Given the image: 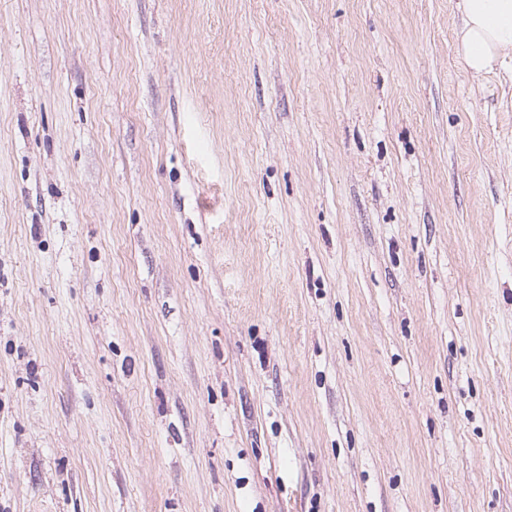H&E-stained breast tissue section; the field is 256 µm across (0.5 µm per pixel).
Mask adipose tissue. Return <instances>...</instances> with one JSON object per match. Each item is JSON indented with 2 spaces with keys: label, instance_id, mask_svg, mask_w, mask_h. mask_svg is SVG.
I'll return each instance as SVG.
<instances>
[{
  "label": "adipose tissue",
  "instance_id": "ef3b65f1",
  "mask_svg": "<svg viewBox=\"0 0 512 512\" xmlns=\"http://www.w3.org/2000/svg\"><path fill=\"white\" fill-rule=\"evenodd\" d=\"M459 51L466 69L487 74L512 63V0H458Z\"/></svg>",
  "mask_w": 512,
  "mask_h": 512
}]
</instances>
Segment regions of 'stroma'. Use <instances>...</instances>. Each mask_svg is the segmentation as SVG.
Listing matches in <instances>:
<instances>
[{
  "label": "stroma",
  "mask_w": 512,
  "mask_h": 512,
  "mask_svg": "<svg viewBox=\"0 0 512 512\" xmlns=\"http://www.w3.org/2000/svg\"><path fill=\"white\" fill-rule=\"evenodd\" d=\"M456 0H0V512H512V74Z\"/></svg>",
  "instance_id": "35a3bbf8"
}]
</instances>
